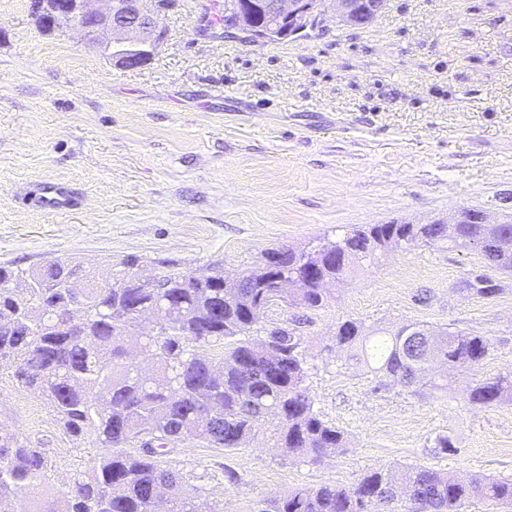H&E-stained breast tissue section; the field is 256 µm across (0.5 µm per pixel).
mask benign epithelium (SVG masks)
<instances>
[{
    "label": "benign epithelium",
    "mask_w": 512,
    "mask_h": 512,
    "mask_svg": "<svg viewBox=\"0 0 512 512\" xmlns=\"http://www.w3.org/2000/svg\"><path fill=\"white\" fill-rule=\"evenodd\" d=\"M93 0H28V9L38 27L47 33L82 34L87 49L96 51L125 69L147 64L163 46L166 31L158 17L168 8L163 0H103V10L92 7ZM318 0L313 6L305 0H260V11L271 24L294 26L310 16L323 21L333 13L352 27L365 26L382 6L380 0ZM255 12L253 0H239L231 13L240 24L250 22Z\"/></svg>",
    "instance_id": "7a95c632"
}]
</instances>
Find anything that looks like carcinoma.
<instances>
[{
    "mask_svg": "<svg viewBox=\"0 0 512 512\" xmlns=\"http://www.w3.org/2000/svg\"><path fill=\"white\" fill-rule=\"evenodd\" d=\"M269 25L255 12L245 39L276 40ZM445 240L476 249L485 260L461 291L496 295L490 271H512V224L355 226L305 249L269 248L262 256L275 261L261 259L234 280L219 270L169 271L158 276L156 288L114 287L132 276V261L110 285L73 260L30 271L0 265V364L14 367L18 387L38 393L69 435L92 436L106 449L69 483L61 508L41 499L51 471L46 451L0 421V505L12 500L18 512H156L155 493L164 487L166 512H224L168 464L179 441L191 437L210 448L239 450L272 424L284 461L317 463L345 448L344 433L314 408L298 327L258 324L279 305L321 308L328 286L346 281L358 263ZM295 280L303 287H284ZM145 308L160 328L131 344ZM415 333L453 370L481 365L493 348L487 336L416 323L381 336L351 319L336 325L332 341L336 351L359 357L397 385L448 391V376L431 373L425 353L410 344ZM133 354L152 362L154 373L140 372ZM468 401L481 408L512 404V377L475 383ZM472 497L512 506V479L463 481L422 466L378 467L353 488L290 489L261 512H394L390 506L403 499L419 512H461Z\"/></svg>",
    "mask_w": 512,
    "mask_h": 512,
    "instance_id": "cac0c4a2",
    "label": "carcinoma"
}]
</instances>
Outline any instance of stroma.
Masks as SVG:
<instances>
[{
	"label": "stroma",
	"mask_w": 512,
	"mask_h": 512,
	"mask_svg": "<svg viewBox=\"0 0 512 512\" xmlns=\"http://www.w3.org/2000/svg\"><path fill=\"white\" fill-rule=\"evenodd\" d=\"M207 2L174 0L159 18L164 45L127 70L78 33L39 31L26 0H0V265L69 258L103 276L130 260L153 276H231L266 248L350 225L448 224L465 210L512 222V0H386L367 27L330 15L320 36L261 46L198 34ZM43 180L72 184L80 206H24ZM482 264L445 242L397 250L355 268L321 309L268 312L300 320L310 394L345 452L285 462L266 427L232 452L186 440L168 463L224 512H262L291 488H350L380 466L512 478V405L478 408L467 395L512 371V273H495L489 298L459 290ZM347 319L487 335L495 348L433 397L331 350ZM0 419L48 450L58 499L101 452L66 434L8 365ZM441 435L454 451L436 448Z\"/></svg>",
	"instance_id": "stroma-1"
}]
</instances>
